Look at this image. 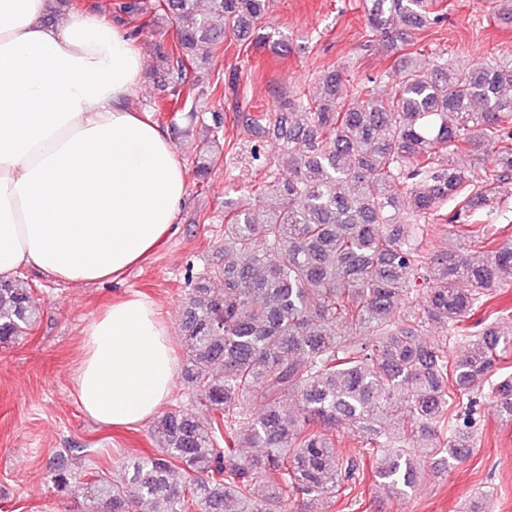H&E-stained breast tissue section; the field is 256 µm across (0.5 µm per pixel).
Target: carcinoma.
Listing matches in <instances>:
<instances>
[{
  "label": "carcinoma",
  "instance_id": "cac0c4a2",
  "mask_svg": "<svg viewBox=\"0 0 512 512\" xmlns=\"http://www.w3.org/2000/svg\"><path fill=\"white\" fill-rule=\"evenodd\" d=\"M427 7L366 0L368 46L395 60L353 96L332 67L315 96L238 116L278 153L253 194L270 204L224 202V265L187 276L182 379L207 416L180 404L157 416L155 452L131 461L123 484L85 483L89 512H312L336 502L369 460L376 490L403 495L423 463L471 457L485 383L512 422V377L489 381L512 351V330L499 326L508 312L469 323L512 285V247L473 223L499 208L497 189L512 180V63L454 67L409 51ZM267 11L268 0L113 4L136 37L175 27L157 61L171 76L168 97L185 105L223 96L188 70L230 36L266 40ZM485 153L492 162L478 172L456 165ZM448 205V224L430 223ZM445 231L468 253L427 247ZM37 315L30 291L0 280L1 346ZM431 325L444 333L433 345L422 339ZM400 413L410 422L388 427ZM342 433L357 455L336 451Z\"/></svg>",
  "mask_w": 512,
  "mask_h": 512
}]
</instances>
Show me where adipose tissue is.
Wrapping results in <instances>:
<instances>
[{
  "mask_svg": "<svg viewBox=\"0 0 512 512\" xmlns=\"http://www.w3.org/2000/svg\"><path fill=\"white\" fill-rule=\"evenodd\" d=\"M45 13L46 0H0V280L33 266L113 281L174 235L186 169L169 132L120 105L144 70L127 31ZM176 367L167 322L133 293L84 327L72 383L96 423L131 426L163 408Z\"/></svg>",
  "mask_w": 512,
  "mask_h": 512,
  "instance_id": "1",
  "label": "adipose tissue"
}]
</instances>
